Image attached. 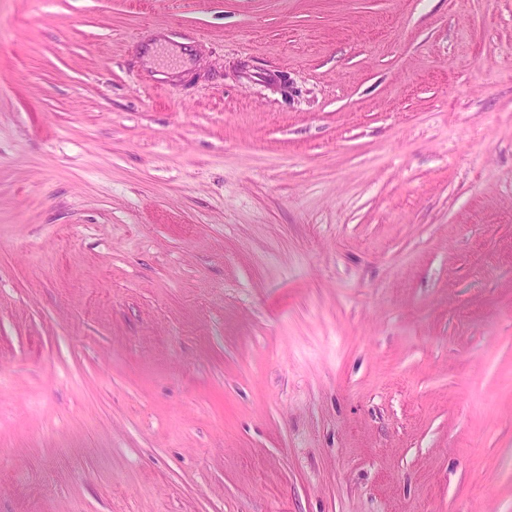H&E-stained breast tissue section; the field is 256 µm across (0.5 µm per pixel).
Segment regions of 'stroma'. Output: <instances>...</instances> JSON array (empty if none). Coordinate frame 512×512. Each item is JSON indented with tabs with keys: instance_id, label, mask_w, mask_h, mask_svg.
<instances>
[{
	"instance_id": "obj_1",
	"label": "stroma",
	"mask_w": 512,
	"mask_h": 512,
	"mask_svg": "<svg viewBox=\"0 0 512 512\" xmlns=\"http://www.w3.org/2000/svg\"><path fill=\"white\" fill-rule=\"evenodd\" d=\"M0 512H512V0H0Z\"/></svg>"
}]
</instances>
